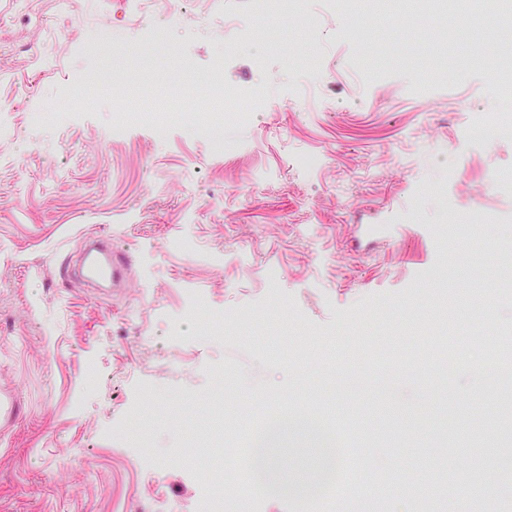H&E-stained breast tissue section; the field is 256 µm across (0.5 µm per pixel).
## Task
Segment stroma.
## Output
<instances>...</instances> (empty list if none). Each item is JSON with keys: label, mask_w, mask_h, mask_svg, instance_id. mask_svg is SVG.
<instances>
[{"label": "stroma", "mask_w": 512, "mask_h": 512, "mask_svg": "<svg viewBox=\"0 0 512 512\" xmlns=\"http://www.w3.org/2000/svg\"><path fill=\"white\" fill-rule=\"evenodd\" d=\"M396 3L310 0L318 26L271 28L251 0H185L166 23L137 0H0V512H198L215 466L232 499L252 464L213 457V419L235 444L257 403L315 401L357 422L371 468L461 484L477 471L512 512L498 423L512 372L461 356L444 380L427 367L337 383L378 343L512 330L497 252L512 245V135L460 137L481 113L512 119V92L492 85L512 51L497 21L398 23ZM217 71L240 91L230 111L250 113L225 120L224 152L196 133ZM146 76L175 105L165 133L134 98L114 134L113 88ZM303 155L320 165L293 168ZM488 173L501 189L482 198ZM461 222L491 244L464 273L450 267ZM86 234L130 258L96 296L60 275ZM183 235L194 250L172 248ZM474 406L477 421L459 416ZM257 478L259 512L325 487L293 459Z\"/></svg>", "instance_id": "1"}]
</instances>
